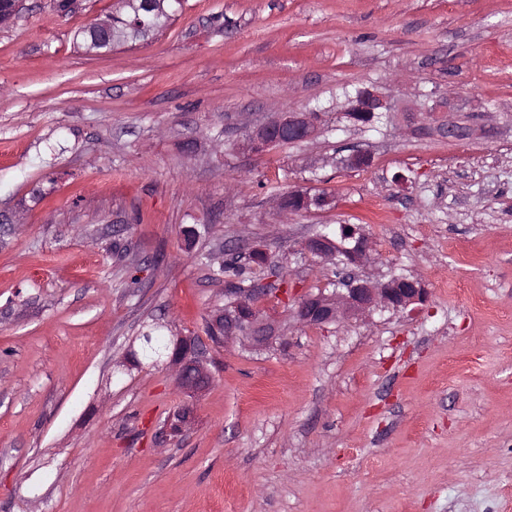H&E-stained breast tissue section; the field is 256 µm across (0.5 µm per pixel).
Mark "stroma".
<instances>
[{"instance_id":"obj_1","label":"stroma","mask_w":512,"mask_h":512,"mask_svg":"<svg viewBox=\"0 0 512 512\" xmlns=\"http://www.w3.org/2000/svg\"><path fill=\"white\" fill-rule=\"evenodd\" d=\"M56 3L0 28V512H512V0H184L101 54L75 33L118 0ZM343 84L474 134L361 131ZM316 103L314 139L244 148ZM270 182L331 203L283 218ZM338 224L427 302L299 325L336 279L301 244ZM227 245L283 272L278 336L190 392L141 339L206 341Z\"/></svg>"}]
</instances>
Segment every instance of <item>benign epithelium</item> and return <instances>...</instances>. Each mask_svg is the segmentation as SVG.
<instances>
[{
    "mask_svg": "<svg viewBox=\"0 0 512 512\" xmlns=\"http://www.w3.org/2000/svg\"><path fill=\"white\" fill-rule=\"evenodd\" d=\"M132 15L131 24L144 25L141 10L150 9L160 17L169 12L168 0H151L137 3L135 0H121ZM95 39L86 47L101 52L103 44H112V21L95 22ZM445 105L436 102L432 106L418 105L403 113V129L410 134H435L443 139L460 140L471 135L467 126L440 120L437 113L444 111ZM393 110V104L374 88L363 89L360 100L349 104L350 112H383ZM317 130V119L311 112L286 113L276 123L259 126L248 137L247 146H273L285 139L305 142ZM341 241L314 235L303 244L305 253L328 259L343 271L346 285L330 293L319 292L302 297L298 302L297 317L305 325L340 323L363 316L374 310L399 311L414 304L426 302L428 292L419 279L392 275L388 279L372 280L352 272V267L360 265L368 258L369 243L364 234L351 224L341 225ZM262 292L254 288H244L235 294L232 304L212 319L215 329H224V335L212 337L211 343L225 345L235 338H241L254 347H265L275 336V327L259 317L258 303ZM207 352L204 344H195L184 339L173 344L171 361L176 367L180 384L187 390H201L209 385L210 373L203 366ZM194 410L189 405L178 408L166 423V432L175 436L183 431L193 419Z\"/></svg>",
    "mask_w": 512,
    "mask_h": 512,
    "instance_id": "1",
    "label": "benign epithelium"
}]
</instances>
